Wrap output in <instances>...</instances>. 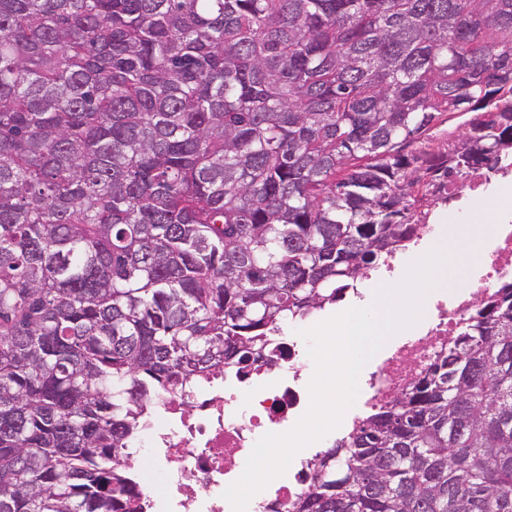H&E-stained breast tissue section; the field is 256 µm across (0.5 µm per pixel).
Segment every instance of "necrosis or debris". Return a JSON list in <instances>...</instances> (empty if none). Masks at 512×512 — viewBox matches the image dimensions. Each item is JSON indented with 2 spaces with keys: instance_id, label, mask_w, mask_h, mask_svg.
<instances>
[{
  "instance_id": "4bbe7bcc",
  "label": "necrosis or debris",
  "mask_w": 512,
  "mask_h": 512,
  "mask_svg": "<svg viewBox=\"0 0 512 512\" xmlns=\"http://www.w3.org/2000/svg\"><path fill=\"white\" fill-rule=\"evenodd\" d=\"M512 282V225H502L464 292L437 301L422 330L404 338L363 381V406L379 410L410 389L441 350L447 349L475 299ZM310 367L301 340L279 330L264 362H234L182 397L159 396L155 417L138 447L160 482L143 480V512H232L223 492L236 479L257 440L290 430L308 408ZM308 460L256 494L247 512H296L309 487Z\"/></svg>"
}]
</instances>
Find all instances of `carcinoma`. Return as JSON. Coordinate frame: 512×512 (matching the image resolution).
Returning <instances> with one entry per match:
<instances>
[{"mask_svg":"<svg viewBox=\"0 0 512 512\" xmlns=\"http://www.w3.org/2000/svg\"><path fill=\"white\" fill-rule=\"evenodd\" d=\"M511 153L512 0H0V512H142L157 396ZM310 471L296 512H512V283Z\"/></svg>","mask_w":512,"mask_h":512,"instance_id":"obj_1","label":"carcinoma"}]
</instances>
